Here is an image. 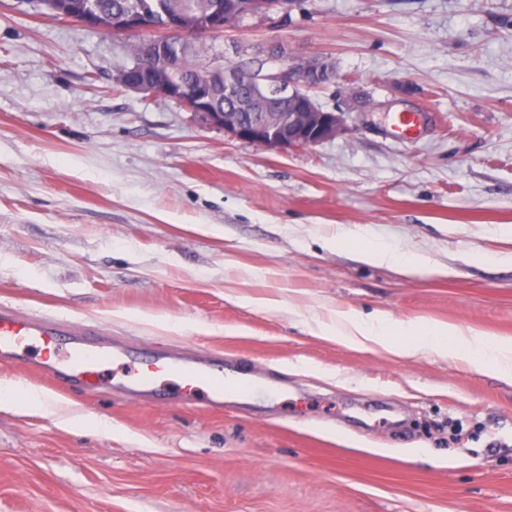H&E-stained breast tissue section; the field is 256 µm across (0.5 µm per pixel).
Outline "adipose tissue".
<instances>
[{"label":"adipose tissue","mask_w":512,"mask_h":512,"mask_svg":"<svg viewBox=\"0 0 512 512\" xmlns=\"http://www.w3.org/2000/svg\"><path fill=\"white\" fill-rule=\"evenodd\" d=\"M319 335L344 338L354 346L376 345L390 353L409 356L435 352L465 360L478 371H489L503 380H512V339L463 334L449 324H412L404 329L405 340L393 343L394 330L382 314L361 315L354 311L337 315L335 322L317 325Z\"/></svg>","instance_id":"obj_1"}]
</instances>
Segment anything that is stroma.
Listing matches in <instances>:
<instances>
[{
    "instance_id": "1",
    "label": "stroma",
    "mask_w": 512,
    "mask_h": 512,
    "mask_svg": "<svg viewBox=\"0 0 512 512\" xmlns=\"http://www.w3.org/2000/svg\"><path fill=\"white\" fill-rule=\"evenodd\" d=\"M135 42L0 0V303L261 388L216 410L127 394L110 362L86 393L0 364L47 403H0V512H512L511 382L315 334L355 310L512 338V0H293L200 37L335 60L315 97L346 131L286 152L116 87ZM361 256L364 261L371 264H396L408 271L425 265V259L421 255L398 254L380 245L366 248Z\"/></svg>"
}]
</instances>
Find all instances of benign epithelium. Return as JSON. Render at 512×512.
<instances>
[{"label": "benign epithelium", "mask_w": 512, "mask_h": 512, "mask_svg": "<svg viewBox=\"0 0 512 512\" xmlns=\"http://www.w3.org/2000/svg\"><path fill=\"white\" fill-rule=\"evenodd\" d=\"M257 3L246 0L236 14L224 13V3L218 0L207 21L204 35L219 37L235 21L254 15ZM57 17L83 28H96L99 18L90 5L74 17L63 12ZM110 28L115 36L148 33V49L162 56L178 37L196 36L187 17L166 15L159 20L146 11L114 16ZM221 54L209 65L206 77L194 89L185 87L172 70H161L141 81L124 77L123 87L131 92L152 95L160 93L192 114L199 123L237 141L276 151L312 146L335 138L346 130L345 113L322 109L309 91L332 82L336 77L333 60L325 56L283 59L269 58V66L259 71L251 66L225 69L218 64ZM244 86L254 90L257 109L249 122L230 109L220 110L209 105V91L224 88V96L232 97ZM288 99L300 100L294 112H271L269 108Z\"/></svg>", "instance_id": "obj_1"}]
</instances>
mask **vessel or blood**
<instances>
[{"label":"vessel or blood","instance_id":"obj_1","mask_svg":"<svg viewBox=\"0 0 512 512\" xmlns=\"http://www.w3.org/2000/svg\"><path fill=\"white\" fill-rule=\"evenodd\" d=\"M125 345L104 337L98 327L73 326L62 317H36L0 304V362L35 372L54 388L68 392L97 387L99 367L124 359ZM164 377L178 379V389L203 397L219 409L225 393L248 394L254 385L241 363L221 365L208 357L178 359L158 351L134 377L120 385L140 397H155Z\"/></svg>","mask_w":512,"mask_h":512}]
</instances>
